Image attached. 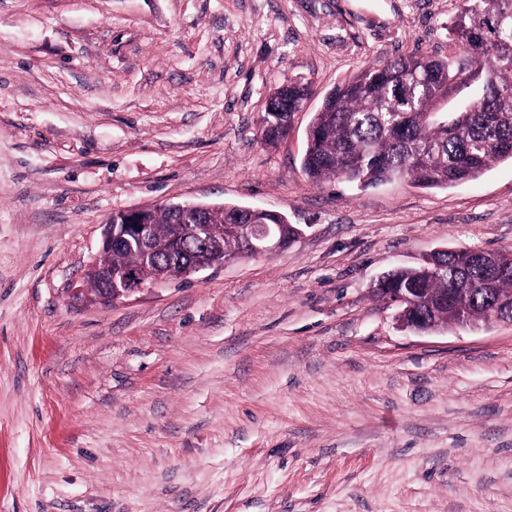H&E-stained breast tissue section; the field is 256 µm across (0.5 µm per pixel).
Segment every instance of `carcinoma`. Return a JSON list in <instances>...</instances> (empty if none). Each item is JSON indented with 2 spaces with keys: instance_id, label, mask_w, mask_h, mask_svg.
<instances>
[{
  "instance_id": "carcinoma-1",
  "label": "carcinoma",
  "mask_w": 512,
  "mask_h": 512,
  "mask_svg": "<svg viewBox=\"0 0 512 512\" xmlns=\"http://www.w3.org/2000/svg\"><path fill=\"white\" fill-rule=\"evenodd\" d=\"M448 34L460 53L438 58L413 53L368 66L330 90L307 132L302 169L309 179H340L362 187L406 177L422 188L448 187L478 179L499 161H512V0H461ZM484 75L481 95L456 112L436 111L454 83ZM308 88L294 82L274 91L261 121L262 141L285 138L287 119L302 105ZM244 207H214L205 217L210 237L224 243V255L241 250L247 232ZM143 223L161 256L176 219L164 206L143 209ZM175 259L210 265L216 255L192 243ZM135 246L101 254L87 275L96 285L99 270L117 275L138 265ZM381 288H420L418 306L429 318L453 324L459 308L475 318L491 313L476 294L448 298L450 288H497L512 293V270L488 252H439L417 267L387 277Z\"/></svg>"
}]
</instances>
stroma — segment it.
I'll return each mask as SVG.
<instances>
[{
    "mask_svg": "<svg viewBox=\"0 0 512 512\" xmlns=\"http://www.w3.org/2000/svg\"><path fill=\"white\" fill-rule=\"evenodd\" d=\"M459 0H0V512H512V325L401 328L373 288L512 252V162L308 180L338 82L458 54ZM312 95L276 146L266 99ZM280 212L271 255L104 305L112 212Z\"/></svg>",
    "mask_w": 512,
    "mask_h": 512,
    "instance_id": "stroma-1",
    "label": "stroma"
}]
</instances>
